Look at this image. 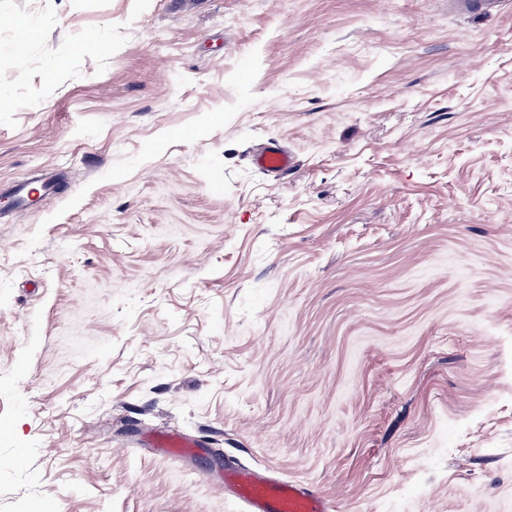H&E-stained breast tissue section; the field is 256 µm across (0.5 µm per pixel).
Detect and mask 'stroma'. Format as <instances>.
<instances>
[{
  "label": "stroma",
  "mask_w": 512,
  "mask_h": 512,
  "mask_svg": "<svg viewBox=\"0 0 512 512\" xmlns=\"http://www.w3.org/2000/svg\"><path fill=\"white\" fill-rule=\"evenodd\" d=\"M227 463L512 512V0H0V512H245ZM257 167L269 173H285L293 166L288 151L279 145H272L255 157ZM197 441L185 439L177 433H160L154 438V448L168 459L182 460L188 456Z\"/></svg>",
  "instance_id": "35a3bbf8"
}]
</instances>
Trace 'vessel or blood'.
Masks as SVG:
<instances>
[{"label":"vessel or blood","instance_id":"obj_1","mask_svg":"<svg viewBox=\"0 0 512 512\" xmlns=\"http://www.w3.org/2000/svg\"><path fill=\"white\" fill-rule=\"evenodd\" d=\"M257 167L269 173H285L293 166L291 155L273 145L255 158ZM154 446L168 459L181 460L194 446L192 440L176 433H160ZM230 487L247 505V512H329V505L312 486L296 480H271L265 474L230 468L224 475Z\"/></svg>","mask_w":512,"mask_h":512}]
</instances>
